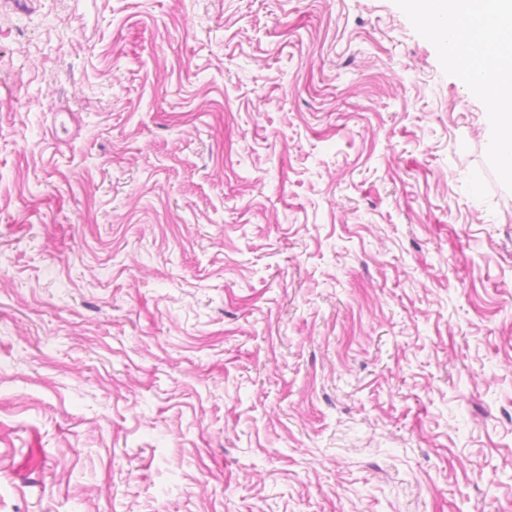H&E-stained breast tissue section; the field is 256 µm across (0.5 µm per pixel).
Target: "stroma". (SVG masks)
I'll return each mask as SVG.
<instances>
[{
	"instance_id": "obj_1",
	"label": "stroma",
	"mask_w": 512,
	"mask_h": 512,
	"mask_svg": "<svg viewBox=\"0 0 512 512\" xmlns=\"http://www.w3.org/2000/svg\"><path fill=\"white\" fill-rule=\"evenodd\" d=\"M405 0H0V512H512V178Z\"/></svg>"
}]
</instances>
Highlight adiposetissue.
I'll return each mask as SVG.
<instances>
[{"instance_id": "1", "label": "adipose tissue", "mask_w": 512, "mask_h": 512, "mask_svg": "<svg viewBox=\"0 0 512 512\" xmlns=\"http://www.w3.org/2000/svg\"><path fill=\"white\" fill-rule=\"evenodd\" d=\"M444 45L449 59L465 64L469 85L481 94L494 131V158L512 172V0H407ZM494 44L492 67L477 59L476 43Z\"/></svg>"}]
</instances>
